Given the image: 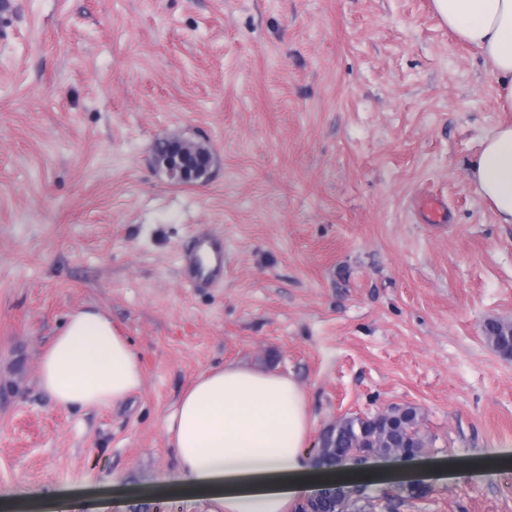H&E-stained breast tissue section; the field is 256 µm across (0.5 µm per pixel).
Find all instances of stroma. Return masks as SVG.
I'll return each instance as SVG.
<instances>
[{
    "instance_id": "1",
    "label": "stroma",
    "mask_w": 512,
    "mask_h": 512,
    "mask_svg": "<svg viewBox=\"0 0 512 512\" xmlns=\"http://www.w3.org/2000/svg\"><path fill=\"white\" fill-rule=\"evenodd\" d=\"M512 123L432 0H0V512H208L165 418L236 364L306 391L310 442L419 408L430 445L373 457L376 512H512V224L469 178ZM207 179L171 182V137ZM443 210L434 222L423 206ZM224 238V279L180 258ZM100 309L140 391L65 411L38 386L66 317ZM201 252L211 257V264L207 268L200 263ZM182 273L189 288H200L210 281L224 279V240L216 237L199 238L193 251L184 256ZM484 332L498 351L512 356V326L510 324L491 320L484 325Z\"/></svg>"
}]
</instances>
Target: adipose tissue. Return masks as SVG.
<instances>
[{"label": "adipose tissue", "mask_w": 512, "mask_h": 512, "mask_svg": "<svg viewBox=\"0 0 512 512\" xmlns=\"http://www.w3.org/2000/svg\"><path fill=\"white\" fill-rule=\"evenodd\" d=\"M442 24L477 49L512 112V0H433ZM469 177L499 223L512 224V124L482 141ZM38 383L64 410L114 405L141 389L138 353L101 311L69 314L44 351ZM179 483L198 491L209 512H288L333 484L380 482L384 471L318 467L308 447L306 392L290 376L227 365L202 372L164 423Z\"/></svg>", "instance_id": "adipose-tissue-1"}]
</instances>
